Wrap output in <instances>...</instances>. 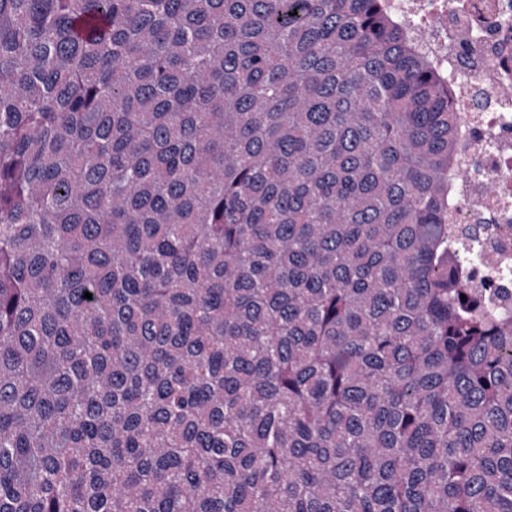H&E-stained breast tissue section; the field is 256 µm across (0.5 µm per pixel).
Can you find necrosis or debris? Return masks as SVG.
Wrapping results in <instances>:
<instances>
[{
	"label": "necrosis or debris",
	"instance_id": "obj_1",
	"mask_svg": "<svg viewBox=\"0 0 512 512\" xmlns=\"http://www.w3.org/2000/svg\"><path fill=\"white\" fill-rule=\"evenodd\" d=\"M408 29L430 25L421 51L448 80L460 116L458 161L448 174L453 224H485L486 251L512 267V0H385ZM492 307L512 310V280L467 274Z\"/></svg>",
	"mask_w": 512,
	"mask_h": 512
}]
</instances>
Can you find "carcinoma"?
<instances>
[{
  "mask_svg": "<svg viewBox=\"0 0 512 512\" xmlns=\"http://www.w3.org/2000/svg\"><path fill=\"white\" fill-rule=\"evenodd\" d=\"M424 34L0 0V512H512V316L465 287Z\"/></svg>",
  "mask_w": 512,
  "mask_h": 512,
  "instance_id": "obj_1",
  "label": "carcinoma"
}]
</instances>
